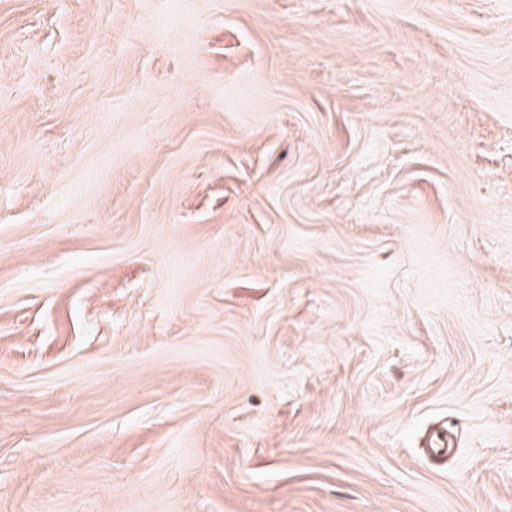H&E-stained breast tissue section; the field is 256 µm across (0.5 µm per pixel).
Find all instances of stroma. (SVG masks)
Returning a JSON list of instances; mask_svg holds the SVG:
<instances>
[{
  "label": "stroma",
  "instance_id": "stroma-1",
  "mask_svg": "<svg viewBox=\"0 0 512 512\" xmlns=\"http://www.w3.org/2000/svg\"><path fill=\"white\" fill-rule=\"evenodd\" d=\"M0 512H512V0H0Z\"/></svg>",
  "mask_w": 512,
  "mask_h": 512
}]
</instances>
